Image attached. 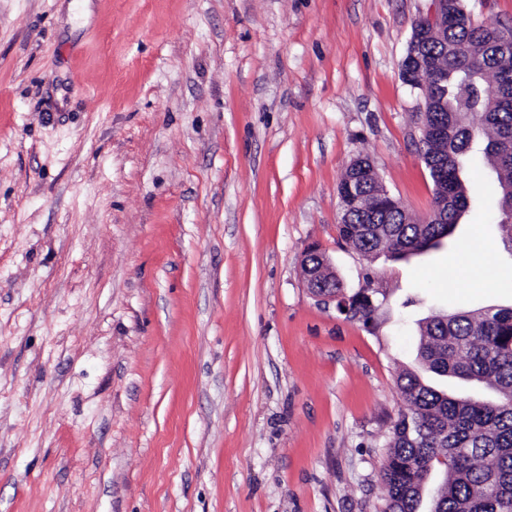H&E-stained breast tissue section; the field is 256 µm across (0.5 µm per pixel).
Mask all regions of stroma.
<instances>
[{"label":"stroma","mask_w":512,"mask_h":512,"mask_svg":"<svg viewBox=\"0 0 512 512\" xmlns=\"http://www.w3.org/2000/svg\"><path fill=\"white\" fill-rule=\"evenodd\" d=\"M431 5L0 0V512H377L419 320L512 306L481 154L438 247L339 236L361 155L433 207L401 78ZM313 243L371 326L310 295Z\"/></svg>","instance_id":"1"}]
</instances>
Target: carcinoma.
I'll use <instances>...</instances> for the list:
<instances>
[{"label": "carcinoma", "mask_w": 512, "mask_h": 512, "mask_svg": "<svg viewBox=\"0 0 512 512\" xmlns=\"http://www.w3.org/2000/svg\"><path fill=\"white\" fill-rule=\"evenodd\" d=\"M455 18L419 39L417 57L403 63L414 74L420 62L438 61L448 76V110L427 113V124L448 138L419 149L434 185L448 174V207L441 223L411 216L399 200L371 204L379 186L362 181L370 161L358 158L339 190L340 237L365 256L400 258L427 251L451 236L469 208L461 178L478 151L496 175L497 209L503 241L512 247V67L498 58V34L475 25L462 0H449ZM336 290V308L368 324L377 310L374 292L347 293L329 273L314 283ZM418 361L427 371L496 394L492 401L456 397L405 371L398 381L409 411L388 428L380 471L387 490L382 512H512V307L435 313L420 324Z\"/></svg>", "instance_id": "1"}]
</instances>
